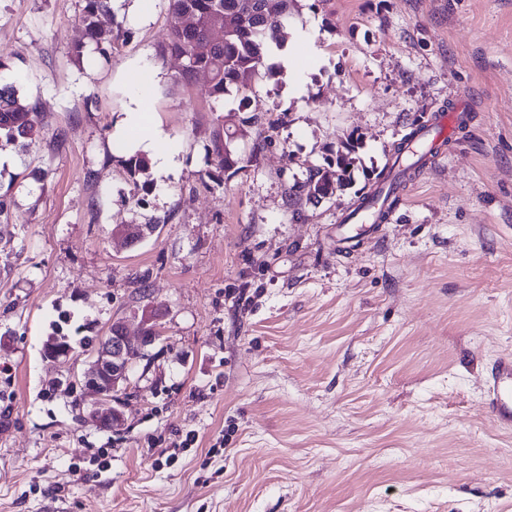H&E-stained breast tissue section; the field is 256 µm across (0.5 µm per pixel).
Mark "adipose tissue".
<instances>
[{
    "label": "adipose tissue",
    "instance_id": "obj_1",
    "mask_svg": "<svg viewBox=\"0 0 512 512\" xmlns=\"http://www.w3.org/2000/svg\"><path fill=\"white\" fill-rule=\"evenodd\" d=\"M155 77V71L150 69L133 74L128 103L115 125L113 136L127 151L145 153L158 171L166 172L177 165L183 146L178 139L163 133L151 110L150 96Z\"/></svg>",
    "mask_w": 512,
    "mask_h": 512
}]
</instances>
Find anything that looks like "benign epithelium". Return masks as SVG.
<instances>
[{"mask_svg":"<svg viewBox=\"0 0 512 512\" xmlns=\"http://www.w3.org/2000/svg\"><path fill=\"white\" fill-rule=\"evenodd\" d=\"M154 233L155 230L136 224H126L115 231L129 247ZM163 319L164 314L159 311L143 310L137 336L128 335L125 320H117L113 322L114 330L110 331V336L92 353L88 367L82 373L81 383L85 389L99 396L97 406L89 412V419L94 424L111 429L122 426L124 414L116 395L127 389L134 366L148 357V349L160 340V337L147 333L149 325H154V330L159 332Z\"/></svg>","mask_w":512,"mask_h":512,"instance_id":"obj_1","label":"benign epithelium"}]
</instances>
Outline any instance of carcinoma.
<instances>
[{
	"label": "carcinoma",
	"instance_id": "1",
	"mask_svg": "<svg viewBox=\"0 0 512 512\" xmlns=\"http://www.w3.org/2000/svg\"><path fill=\"white\" fill-rule=\"evenodd\" d=\"M176 18L168 34L166 50L183 60L176 79H190L200 73L207 77L206 92L219 101L233 86L240 101L250 104L254 85L261 75L264 57L271 43L282 46L284 21L299 11L300 0H169ZM109 8V0H85L81 22L88 39L102 55H107L118 39L103 27L101 16ZM219 25L223 35L210 40L206 32ZM13 141H33L40 135L36 106L20 102L11 86H0V136ZM244 131H216L213 139L214 162L225 172L237 173L249 160L233 147L235 138ZM358 139L350 133L340 139L333 170L311 173L306 181L290 188L298 195L306 190L308 198L335 196L355 183Z\"/></svg>",
	"mask_w": 512,
	"mask_h": 512
}]
</instances>
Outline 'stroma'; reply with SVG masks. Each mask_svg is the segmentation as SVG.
Listing matches in <instances>:
<instances>
[{
	"mask_svg": "<svg viewBox=\"0 0 512 512\" xmlns=\"http://www.w3.org/2000/svg\"><path fill=\"white\" fill-rule=\"evenodd\" d=\"M251 108L177 83L168 0H113L110 58L83 57L84 0H0V71L41 135L0 138V512H512V427L485 404L512 354V0H301ZM157 72L180 165L133 177L112 140L126 74ZM454 141L350 248L340 219L372 189H288L340 136L381 171L434 112ZM244 129L230 176L218 126ZM157 224L135 247L120 224ZM164 333L92 425L86 336L143 307ZM54 336L74 347L43 357ZM191 447H182L186 435ZM238 136H244V131L224 129V139L221 133L220 126L215 132L213 139V155L215 156L214 162L219 169L223 170L224 173L231 172V174L237 173L243 168L247 167V163L252 162L250 159L243 158L239 155L233 147V142Z\"/></svg>",
	"mask_w": 512,
	"mask_h": 512,
	"instance_id": "obj_1",
	"label": "stroma"
}]
</instances>
